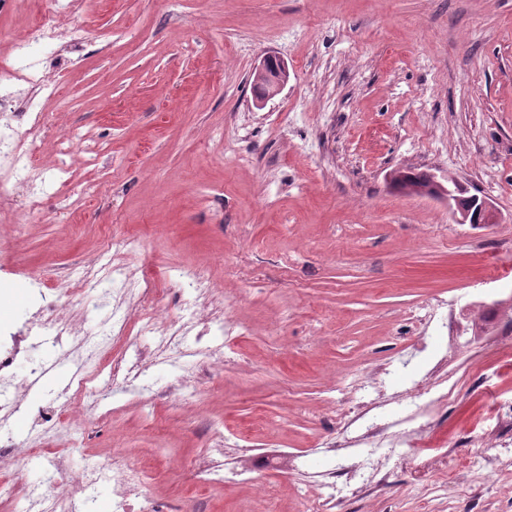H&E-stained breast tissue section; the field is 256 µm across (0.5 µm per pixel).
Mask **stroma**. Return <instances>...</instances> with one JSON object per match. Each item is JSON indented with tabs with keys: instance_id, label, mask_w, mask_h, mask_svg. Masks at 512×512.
I'll list each match as a JSON object with an SVG mask.
<instances>
[{
	"instance_id": "obj_1",
	"label": "stroma",
	"mask_w": 512,
	"mask_h": 512,
	"mask_svg": "<svg viewBox=\"0 0 512 512\" xmlns=\"http://www.w3.org/2000/svg\"><path fill=\"white\" fill-rule=\"evenodd\" d=\"M93 38L70 63V89L49 102L52 128L78 135L68 163L79 192L70 210L0 223V328L24 334L20 408L0 429L18 448L79 444L63 479L80 483L106 449L153 472L154 512L204 494L213 512H261V492L288 495L338 466L328 450L333 388L351 371L412 362L417 341L439 343L455 402L430 434L452 455L481 456L469 439L488 424L489 393L512 399V357L496 354L502 325L477 305L512 297V0H84ZM288 65L283 91L254 104L263 57ZM415 168L487 197L496 224L454 223L444 201L408 196L392 180ZM140 245L124 256L133 279L152 278L160 321L223 313L245 328L226 360L200 370L194 334L157 359L148 391L110 388L73 405L71 424L43 434L74 389L75 366L29 335L40 291L81 288L108 274L113 234ZM207 268L209 301L174 268ZM453 301L448 327L405 318L437 295ZM111 296L89 292L70 310L92 337L73 346L106 358L152 336L96 335ZM45 375H28L30 358ZM239 444L227 468L241 487L198 466L215 438ZM512 512V472L485 480L416 464L395 469L380 494L347 512Z\"/></svg>"
}]
</instances>
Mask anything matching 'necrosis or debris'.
Listing matches in <instances>:
<instances>
[{
	"label": "necrosis or debris",
	"mask_w": 512,
	"mask_h": 512,
	"mask_svg": "<svg viewBox=\"0 0 512 512\" xmlns=\"http://www.w3.org/2000/svg\"><path fill=\"white\" fill-rule=\"evenodd\" d=\"M79 5L80 0H38V18L23 30L0 26V42L9 41L13 47L12 57L0 60V214L11 213L15 198L20 197L25 201L22 219L43 215L46 183L31 158L35 149L49 140L44 105L59 98L63 86L44 66L41 56L50 49L58 54L74 52L91 40V29L76 17ZM41 301L43 323L55 330L46 343L48 350L61 356L72 354V347L63 343L71 329L59 319L58 311L81 303V295L62 289L42 295ZM393 387L386 368L375 373L360 369L337 383V392L350 391L354 397L336 406V447L371 448L378 455L350 462L340 477L326 472L317 489L301 490L299 498L306 512H344L353 498L386 488L393 472L391 449H403L409 460H417L434 418L452 400L454 389L438 363L415 382L410 403H403ZM392 403L403 404V413L391 421H379L377 408ZM33 457L47 460V476L63 475L66 469V457L56 449L17 448L6 441L0 443V473H9L19 460ZM146 479L144 467L129 465L119 453L87 465L82 476L88 488L110 483L113 512H147ZM19 494L24 497L25 512H88L86 499L69 491L52 498L39 481L26 483L21 489L0 482V501L12 502Z\"/></svg>",
	"instance_id": "1"
}]
</instances>
